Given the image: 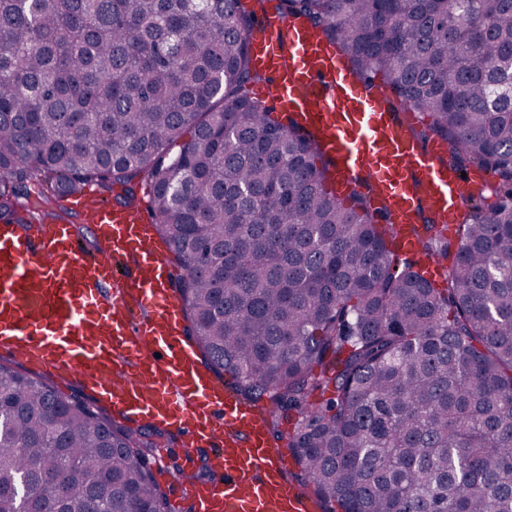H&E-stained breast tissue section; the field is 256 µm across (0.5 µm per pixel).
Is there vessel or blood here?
Wrapping results in <instances>:
<instances>
[{"label": "vessel or blood", "instance_id": "b4317fda", "mask_svg": "<svg viewBox=\"0 0 512 512\" xmlns=\"http://www.w3.org/2000/svg\"><path fill=\"white\" fill-rule=\"evenodd\" d=\"M257 69L273 75L264 99L291 113L335 161L336 199L367 196L386 210L396 250L421 255L424 216L455 226L470 180L417 141L408 111L346 67L334 45L288 16L253 28ZM101 243L84 254L70 225H0V349L58 378L79 376L117 415L184 430L210 450L215 474L186 482L196 512H322L287 483L266 435L267 409L245 402L204 366L183 332L177 277L141 210L96 203L93 190L63 197Z\"/></svg>", "mask_w": 512, "mask_h": 512}]
</instances>
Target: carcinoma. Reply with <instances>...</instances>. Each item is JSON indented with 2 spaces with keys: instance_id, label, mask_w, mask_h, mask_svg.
<instances>
[{
  "instance_id": "obj_1",
  "label": "carcinoma",
  "mask_w": 512,
  "mask_h": 512,
  "mask_svg": "<svg viewBox=\"0 0 512 512\" xmlns=\"http://www.w3.org/2000/svg\"><path fill=\"white\" fill-rule=\"evenodd\" d=\"M241 0H0V223L139 194L183 273L205 366L301 468L323 512H512V0H278L430 122L444 163L498 178L451 241L393 248L386 214L326 191L316 137L241 94L266 76ZM288 421V432L280 430ZM131 428L0 363V512H170Z\"/></svg>"
}]
</instances>
